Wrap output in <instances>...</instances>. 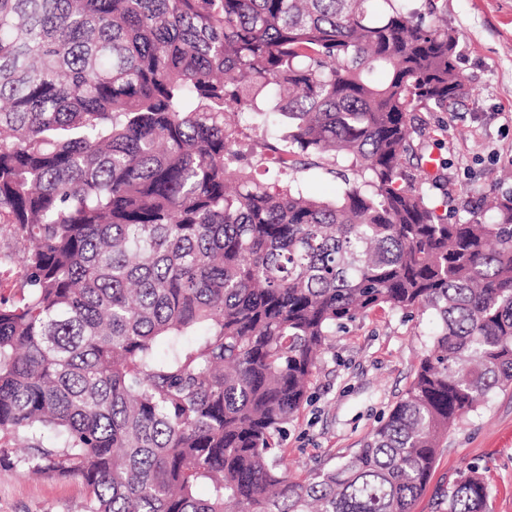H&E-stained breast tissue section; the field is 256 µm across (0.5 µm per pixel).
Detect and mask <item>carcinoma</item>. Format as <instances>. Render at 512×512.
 Wrapping results in <instances>:
<instances>
[{
	"mask_svg": "<svg viewBox=\"0 0 512 512\" xmlns=\"http://www.w3.org/2000/svg\"><path fill=\"white\" fill-rule=\"evenodd\" d=\"M459 47L444 0H0V434L32 471L89 512H412L512 386V192L450 218L413 147L467 95ZM243 113L280 135L243 154ZM375 310L437 334L362 447L297 481L286 425ZM448 512H488L477 470ZM302 184L310 195L333 201L340 193L342 182L332 174H327L325 170L311 168L301 174Z\"/></svg>",
	"mask_w": 512,
	"mask_h": 512,
	"instance_id": "cac0c4a2",
	"label": "carcinoma"
}]
</instances>
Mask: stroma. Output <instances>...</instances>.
Segmentation results:
<instances>
[{"label":"stroma","mask_w":512,"mask_h":512,"mask_svg":"<svg viewBox=\"0 0 512 512\" xmlns=\"http://www.w3.org/2000/svg\"><path fill=\"white\" fill-rule=\"evenodd\" d=\"M450 28L463 36L458 67L469 95L451 112H422L427 152L445 159L441 188L448 203L478 205L485 194L512 191V0H447ZM436 331L431 317L374 311L332 338L312 397L288 423L283 441L291 470L304 476L334 467L360 448L401 399ZM23 438H0V512H87L77 478L31 474ZM478 468L489 512H512V389L493 393L449 430L428 488L414 512H445L461 472Z\"/></svg>","instance_id":"stroma-1"}]
</instances>
